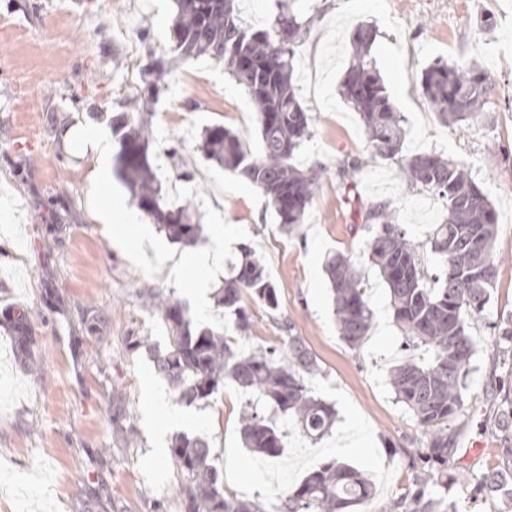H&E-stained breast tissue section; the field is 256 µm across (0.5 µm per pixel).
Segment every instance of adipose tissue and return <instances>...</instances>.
<instances>
[{"instance_id": "adipose-tissue-1", "label": "adipose tissue", "mask_w": 512, "mask_h": 512, "mask_svg": "<svg viewBox=\"0 0 512 512\" xmlns=\"http://www.w3.org/2000/svg\"><path fill=\"white\" fill-rule=\"evenodd\" d=\"M97 217L113 240L137 249L149 246V263L152 267L178 278L188 286L192 294L204 300L211 293V275L224 267L225 244L234 241L240 233L238 225L216 224L212 227V238L207 247L189 246L177 253L151 238L149 230L143 227L135 211H125L121 223L116 224L112 221V206L106 203L100 205Z\"/></svg>"}]
</instances>
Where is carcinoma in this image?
Returning <instances> with one entry per match:
<instances>
[{
	"label": "carcinoma",
	"instance_id": "obj_1",
	"mask_svg": "<svg viewBox=\"0 0 512 512\" xmlns=\"http://www.w3.org/2000/svg\"><path fill=\"white\" fill-rule=\"evenodd\" d=\"M237 0H175V21L169 59L155 60L141 69L147 97L136 114L112 116V135L118 144L116 172L129 200L171 241L197 243L202 232L192 202L176 204L168 198L165 182L150 161L153 112L167 76L180 62L207 56L250 95L258 115L261 154L253 156L240 135L222 126L207 127L200 150L224 169L244 175L268 199L279 229L289 234L304 223L307 209L322 175L312 166L301 169L295 158L311 136V116L302 106L294 80L295 45L309 31V22L291 4L277 0V13L264 29L245 25ZM375 27L358 25L351 37L352 54L340 83L341 94L360 116L372 158L394 162L412 189L436 193L446 200L447 214L430 234L431 251L444 273L437 287L426 284L417 246L397 224L384 203L363 201L355 179L356 161L339 166L344 194L355 218L373 229L367 257L389 290L396 323L404 336L408 356L389 373L396 401L428 435L419 453L421 467L392 512H457L448 499V482L474 494L500 498L512 505V316L495 325L491 340L495 359L505 370L498 379L499 427L504 441L498 464L486 471H466L448 478V423L463 405L465 381L478 351L469 332L489 299L496 270L498 213L464 164L437 152L401 154L405 138L403 119L390 100L372 56ZM420 91L440 121L462 124L483 111L489 82L475 62H437L421 73ZM326 273L333 293L342 339L352 348L370 331L372 310L360 270L352 257L338 252L328 257ZM272 312L279 307V288L270 279L252 246L241 251L236 274L224 281L217 306L231 318L233 333L196 328L185 307L159 288L141 292L145 305L163 321L168 342L154 346L140 336L132 347L151 352L156 371L179 400L188 405L207 400L224 382L256 393L270 414L253 411L240 421L246 447L268 457L279 455L282 433L276 418L291 420L307 437L318 440L336 421L332 404L313 396L306 377L319 371L316 357L300 336L288 337V349L242 348L249 339L251 315L242 294ZM6 326L18 359L31 355L34 339L24 313L10 315ZM421 349L425 358H414ZM170 456L184 493L185 512H265L260 503L224 491V478L212 464L210 441L199 435L179 434ZM371 479L359 469L329 462L310 472L285 495L282 512H362L372 499Z\"/></svg>",
	"mask_w": 512,
	"mask_h": 512
}]
</instances>
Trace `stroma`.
<instances>
[{"instance_id":"1","label":"stroma","mask_w":512,"mask_h":512,"mask_svg":"<svg viewBox=\"0 0 512 512\" xmlns=\"http://www.w3.org/2000/svg\"><path fill=\"white\" fill-rule=\"evenodd\" d=\"M294 8L311 23L295 48L296 87L312 117L297 163L323 171L297 232L281 233L260 191L198 149L204 129L221 124L251 152L259 150L253 104L223 66L205 58L177 65L150 117V160L178 176L172 199L194 198L204 231L219 215L239 225L225 262L235 261L240 245H251L279 287L275 312L243 300L252 345L283 350L289 336L303 337L320 365L308 387L336 409L334 428L317 442L280 421L284 447L266 457L245 448L239 432L253 396L228 382L208 402L180 404L148 351L129 349L138 336L167 342L141 289H164L186 306L191 300L175 278L106 237L95 218L101 197L88 178L93 160L78 144L86 128L110 133L113 113L136 111L140 68L169 54L172 0H0V322L28 311L34 337L26 367L0 326V481L14 489L13 497L0 498V512H184L171 456L158 451L147 423L152 404L145 391L153 384L188 417L168 436L206 435L226 489L266 512H277L288 491L333 460L372 476L376 495L366 512H380L411 484L412 460L427 437L388 384L406 356L402 333L367 260L370 233L353 220L338 163L359 160L361 197L395 211L432 276L441 265L428 232L445 209L441 198L412 191L395 164L372 159L360 117L339 93L351 35L362 23L377 29L372 54L404 119V154L435 150L462 161L499 216L495 284L470 324L481 344L448 430V470L496 463L502 441L495 384L502 370L489 345L496 324L512 316V0H295ZM488 15L496 19L489 33L482 27ZM440 60H474L486 72L489 103L467 123L442 124L419 91L422 69ZM199 168L207 181L194 179ZM335 251L358 261L374 312L356 350L340 336L325 272ZM94 312L104 323L91 332L85 320ZM116 389L138 447L112 441Z\"/></svg>"}]
</instances>
